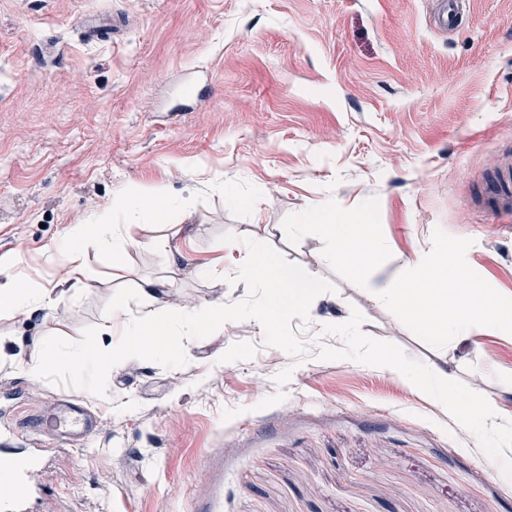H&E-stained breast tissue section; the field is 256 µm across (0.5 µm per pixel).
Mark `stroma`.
I'll return each mask as SVG.
<instances>
[{"label": "stroma", "mask_w": 512, "mask_h": 512, "mask_svg": "<svg viewBox=\"0 0 512 512\" xmlns=\"http://www.w3.org/2000/svg\"><path fill=\"white\" fill-rule=\"evenodd\" d=\"M0 0V283L55 305L0 311V434L63 402L96 410L84 440L19 436L43 458L23 512H512L492 455L512 438V334L473 327L430 346L340 277L286 215L374 198L385 281L432 247L471 240L469 266L512 297V214L483 199L512 161V0ZM116 20L91 38L83 16ZM179 202L142 224L133 194ZM112 213L139 245L124 270L88 245L87 280L60 270L76 224ZM319 284L276 335L251 318L253 245ZM165 307L221 303L234 321L168 359L127 352L92 377L25 361L59 342L93 355L105 307L139 321L140 288ZM395 355L402 369L379 368ZM453 373L506 418L464 428L414 373Z\"/></svg>", "instance_id": "stroma-1"}]
</instances>
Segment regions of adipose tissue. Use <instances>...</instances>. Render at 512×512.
I'll return each instance as SVG.
<instances>
[{
	"label": "adipose tissue",
	"instance_id": "adipose-tissue-1",
	"mask_svg": "<svg viewBox=\"0 0 512 512\" xmlns=\"http://www.w3.org/2000/svg\"><path fill=\"white\" fill-rule=\"evenodd\" d=\"M243 270L264 288L266 305L257 316L266 331H273L280 311L284 307L305 304L316 294L315 287L307 286L305 279L294 271L280 265L274 258L264 254L261 247H254ZM55 299L47 288H32L24 283L9 280L0 284V309L13 316H23L33 310L52 308ZM168 311H159L147 319L132 322L115 310H106L101 332L105 337H117L113 353L129 349L154 353L161 357H174L185 350L181 339L176 338L170 327ZM442 402L463 426H474L495 421L501 414L499 402L478 399L461 394L452 373L440 370L435 375Z\"/></svg>",
	"mask_w": 512,
	"mask_h": 512
}]
</instances>
